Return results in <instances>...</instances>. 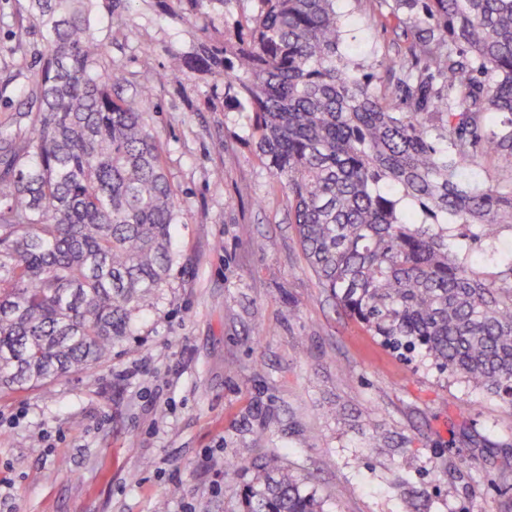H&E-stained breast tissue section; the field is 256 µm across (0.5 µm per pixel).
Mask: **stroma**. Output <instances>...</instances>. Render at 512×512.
Here are the masks:
<instances>
[{
  "instance_id": "35a3bbf8",
  "label": "stroma",
  "mask_w": 512,
  "mask_h": 512,
  "mask_svg": "<svg viewBox=\"0 0 512 512\" xmlns=\"http://www.w3.org/2000/svg\"><path fill=\"white\" fill-rule=\"evenodd\" d=\"M25 5L0 0V124L34 105L43 34L22 26ZM350 6L346 43L394 94L378 59L414 30L383 27L379 0ZM112 32L113 60L138 80L169 51L193 52L201 26L135 0ZM226 91L192 69L156 88L145 119L180 209L171 277L112 360L0 396V512H153L160 499L167 512H242L251 467L269 458L307 478L324 512H512V407L344 314ZM466 431L493 447H468Z\"/></svg>"
}]
</instances>
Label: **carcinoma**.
I'll return each mask as SVG.
<instances>
[{
	"label": "carcinoma",
	"instance_id": "carcinoma-1",
	"mask_svg": "<svg viewBox=\"0 0 512 512\" xmlns=\"http://www.w3.org/2000/svg\"><path fill=\"white\" fill-rule=\"evenodd\" d=\"M106 2L24 9L44 44L29 135L0 130V393L93 371L160 299L180 212L144 114L193 67L253 113L306 262L345 314L512 402V253L489 276L449 243L456 224L492 247L512 230V0H383L417 28L379 60L404 108L343 49L342 0H252L235 37L206 35L124 96L129 74L97 26ZM212 2L176 0L178 17ZM478 148L505 190L463 182ZM303 485L256 465L244 512H323Z\"/></svg>",
	"mask_w": 512,
	"mask_h": 512
}]
</instances>
